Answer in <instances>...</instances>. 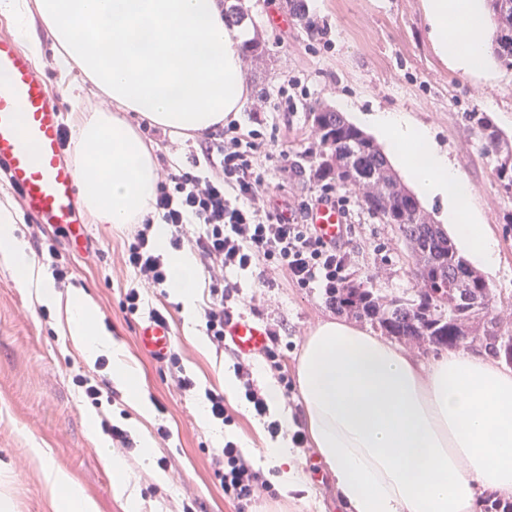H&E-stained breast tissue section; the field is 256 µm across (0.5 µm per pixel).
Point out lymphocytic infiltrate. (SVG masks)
<instances>
[{
	"label": "lymphocytic infiltrate",
	"mask_w": 512,
	"mask_h": 512,
	"mask_svg": "<svg viewBox=\"0 0 512 512\" xmlns=\"http://www.w3.org/2000/svg\"><path fill=\"white\" fill-rule=\"evenodd\" d=\"M261 137L259 130L232 121L208 133L187 166H165L152 209L135 225L122 255L139 281L125 294L128 312L140 311L141 287L160 288L169 281V269L152 242L157 222L167 227L175 250L182 247L189 227L197 229L195 245L214 275L203 310L205 332L219 347L224 344L225 322L237 313L232 300L239 292L238 283L223 279L224 271L248 272L263 264L285 273L296 287L314 285L327 291L348 281L345 246L324 241L308 222L317 204L331 203L344 211L347 199L327 182L315 195L296 202L274 200ZM216 456L224 495L243 510L255 496L256 474L235 441H225Z\"/></svg>",
	"instance_id": "lymphocytic-infiltrate-1"
}]
</instances>
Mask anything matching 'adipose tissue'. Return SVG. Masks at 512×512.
<instances>
[{
  "label": "adipose tissue",
  "instance_id": "adipose-tissue-1",
  "mask_svg": "<svg viewBox=\"0 0 512 512\" xmlns=\"http://www.w3.org/2000/svg\"><path fill=\"white\" fill-rule=\"evenodd\" d=\"M424 8L442 60L465 70L488 65L477 36L492 26L485 0H424ZM0 15L37 61L43 49L32 27L41 21L60 78L81 73L108 103L90 109L82 85L70 80L77 200L99 224L141 223L157 192L152 149L127 113L193 138L242 112L250 97L244 34L226 22L221 0H0ZM369 122L414 187L446 200L450 231L469 257L494 266L497 243L469 208L470 186L429 131L395 112ZM14 224L0 205V262L26 285L35 263ZM154 235L173 294L192 315L199 261L170 251L165 225ZM67 309L69 334L87 355L122 354L121 344L91 328L97 308L86 294H72ZM296 381L306 432L343 512H480L485 497L512 501L511 366L466 348L424 360L332 317L306 336ZM265 457L282 495L302 488L307 476L290 441L271 443ZM45 480L60 492L57 512H96L68 473L50 466Z\"/></svg>",
  "mask_w": 512,
  "mask_h": 512
}]
</instances>
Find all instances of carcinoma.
<instances>
[{"mask_svg": "<svg viewBox=\"0 0 512 512\" xmlns=\"http://www.w3.org/2000/svg\"><path fill=\"white\" fill-rule=\"evenodd\" d=\"M288 5L305 33H314L306 0H288ZM486 5L494 28L491 53L512 67V0H486ZM310 114L320 146L316 170L339 185L362 187L367 212L395 226L415 259L414 275L430 283L426 290L387 301L362 283L343 286L330 298L336 310L370 321L385 336H426L437 347L477 346L512 365V344L502 340L512 329L483 309L484 301L494 299L493 288L441 225L424 219L419 200L404 191L381 147L341 112L314 107ZM469 121L484 140L500 188L512 194V137L485 112L471 113Z\"/></svg>", "mask_w": 512, "mask_h": 512, "instance_id": "cac0c4a2", "label": "carcinoma"}]
</instances>
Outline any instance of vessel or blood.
Returning <instances> with one entry per match:
<instances>
[{
    "label": "vessel or blood",
    "mask_w": 512,
    "mask_h": 512,
    "mask_svg": "<svg viewBox=\"0 0 512 512\" xmlns=\"http://www.w3.org/2000/svg\"><path fill=\"white\" fill-rule=\"evenodd\" d=\"M0 170L23 196L28 214L38 223L66 230L72 243L87 240V226L76 201L77 173L65 159L63 124L47 82L36 73L28 56L10 36H0ZM325 241H340L345 217L329 204L310 214ZM235 350L249 356L268 343L262 324L241 316L224 326ZM140 347L153 357L165 355L174 344L169 323L148 319L137 329Z\"/></svg>",
    "instance_id": "1"
}]
</instances>
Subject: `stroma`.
Wrapping results in <instances>:
<instances>
[{"label":"stroma","mask_w":512,"mask_h":512,"mask_svg":"<svg viewBox=\"0 0 512 512\" xmlns=\"http://www.w3.org/2000/svg\"><path fill=\"white\" fill-rule=\"evenodd\" d=\"M245 4L251 15L242 25L246 36L258 37L268 50L262 58L244 61L252 95L273 97L284 87L293 105L292 111L263 115V133L278 129L279 142H287L298 168L309 166L311 152L318 149L309 114L315 106L338 110L348 101L355 108L347 116L352 124L384 110L428 128L471 186V207L498 244V263L483 276L494 290L496 310L512 319V225L503 220L512 212V196L500 189L481 138L466 118L470 112L489 113L512 135V68L498 62L486 71L448 67L433 48L422 0H307L320 27L312 37L293 18L284 27L270 24V17L287 15L286 0ZM139 132L154 155L171 163L186 162L197 146L196 139L145 124ZM297 168L275 173L271 191L293 199L317 190V183ZM336 192L348 200L355 226L345 241L351 281L365 283L386 300L415 290L410 252L396 228L372 219L362 205L361 187L340 186ZM131 230L128 224H89V245L74 251L66 237L46 227L73 270L71 281L56 287L53 304L40 301L36 286H22L0 263V500L8 499L9 512H56L57 497L44 479L49 465L68 473L95 501L97 512H124L112 488L111 455L122 458L140 512H238L215 476L214 453L228 439L238 443L263 480L273 478L264 456L271 440L266 419L251 411L240 391L224 401L231 423L201 418L204 394L223 391L225 372L241 362L248 364L250 380L260 390L266 380L294 377L305 336L335 315V307L323 289L294 287L264 266L244 275L229 273V280L242 283L239 311L280 329L284 350L275 370L261 354L244 358L232 346L216 348L204 337L201 316H184L171 290L143 289L144 311L159 309L172 327L181 358L180 368H172L140 349L141 314L123 308L127 288L137 283L120 262ZM76 290L96 304L95 328L124 345L123 360L137 374L150 405L148 416L138 413L112 366H99L69 336L66 301ZM181 373L193 379V390L178 387ZM78 374L110 390L111 401H86L73 383ZM105 417L120 423L132 447H121L102 433ZM161 425L168 437L158 435ZM147 439L152 446L146 451L142 443ZM299 460L310 477L305 489L290 500L258 488L249 512H340L331 479L311 445L300 448Z\"/></svg>","instance_id":"obj_1"}]
</instances>
